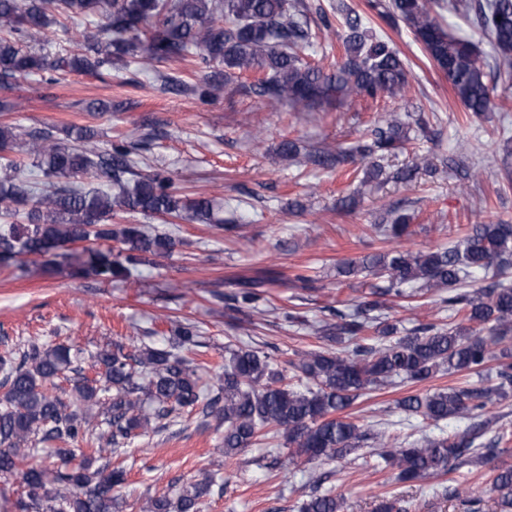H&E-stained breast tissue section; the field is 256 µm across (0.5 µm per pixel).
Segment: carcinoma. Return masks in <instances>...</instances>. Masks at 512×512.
Masks as SVG:
<instances>
[{
    "label": "carcinoma",
    "instance_id": "1",
    "mask_svg": "<svg viewBox=\"0 0 512 512\" xmlns=\"http://www.w3.org/2000/svg\"><path fill=\"white\" fill-rule=\"evenodd\" d=\"M369 6L389 25L404 22L428 58L448 80L465 117L480 119L494 108L495 87L489 69L512 80V0H467L465 15L493 47L489 61L477 44L457 37L438 18L439 0H370ZM98 17L77 31L79 52L48 61L21 43L47 41L57 17ZM300 6L289 0H0V86L36 73H96L135 63L157 69L161 64L191 62L224 65V78L208 77L204 93L215 95L224 83L246 73L262 77L250 89L272 106H314L333 100L406 96L409 70L399 53L362 26L359 15L343 17L338 34L343 54L326 68L307 59L311 33ZM164 87L196 90L189 82L158 73ZM67 140L50 128L27 142L30 163L0 167V208L24 211L25 223L0 229V259L46 256L79 242L121 244L87 247L68 255L73 273L128 278L141 265L170 256L175 240L139 224H114L118 211L172 218L182 223L214 220L207 198L181 195L160 172L130 181L134 147L119 139L104 149L93 145L95 132L73 125ZM431 136L423 113L407 120L389 113L363 130L347 148L322 147L304 154L325 169L348 167L356 160L383 158L414 140ZM90 176L92 186L79 180ZM387 224L367 229L385 242L411 234L413 216L399 208ZM349 277L366 273L379 283L365 296L350 300L336 321L316 328L327 348L295 352L282 360L262 349L228 344L216 385L204 390L189 357L202 345L197 326L178 325L163 348L148 344L133 352L114 342L94 356L101 377L74 381L68 397L51 392L71 369L78 350L58 343L36 342L23 350L0 353V474L21 471L24 497L18 512H198L200 500L224 493L217 473L179 488L129 504L119 496L127 469L112 466V454L157 423L182 413L200 415L224 427V457L232 458L262 441L283 436L286 452L275 458L284 467L325 465L365 448L396 471L401 482L436 479L466 465L495 458L488 491L499 512H512V464L509 448L483 454L475 444L479 428L439 437L397 442L386 430L361 424L347 410L366 391L395 379L425 383L444 373L482 375L496 362L494 382L410 394L398 400L410 418L437 424L451 417H488V409L512 391V224H473L456 242L435 250L393 247L336 268ZM485 285L468 289L476 275ZM262 281L248 279L224 295L225 307L257 309L267 302ZM440 294L454 321L421 324L398 335L397 324L375 315L387 298ZM97 444L94 455L82 448H55L56 460L29 461L33 441ZM99 466H93L94 462ZM342 495L331 490L309 496L300 512H345Z\"/></svg>",
    "mask_w": 512,
    "mask_h": 512
}]
</instances>
